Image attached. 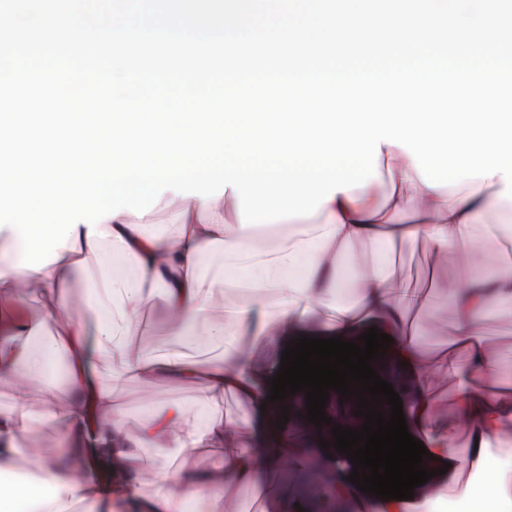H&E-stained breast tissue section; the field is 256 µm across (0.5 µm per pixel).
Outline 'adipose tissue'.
<instances>
[{
  "label": "adipose tissue",
  "mask_w": 512,
  "mask_h": 512,
  "mask_svg": "<svg viewBox=\"0 0 512 512\" xmlns=\"http://www.w3.org/2000/svg\"><path fill=\"white\" fill-rule=\"evenodd\" d=\"M389 173L385 193L374 185L335 193L319 209L325 221L319 244H312L305 219L291 226L292 242L281 265L271 271L254 268L248 280H225L224 289L249 294L253 302L230 310L214 335L224 344L222 356L201 362L179 350L192 342L193 328L210 306V282L199 267L215 246L225 253L250 257L259 243L258 227L226 220L227 206L237 205L233 190L205 200L189 196L174 239L155 236L149 225L132 222L129 212L107 218L89 235L81 224L71 233L56 258L38 270L20 267L19 249L0 250V289L14 288L18 280L37 282L48 303L39 318L24 320L0 311V377L29 384L40 380L43 369L26 360V337L44 335L49 358H69L70 397L65 405L40 417L30 410L24 391H16L8 411L0 413V512H305L310 503L289 493L267 494L258 485L264 471L305 469L312 453L304 441L275 428L260 407L271 385L254 357L284 337L308 334L307 316L333 303L342 290L338 275L341 258L358 266L354 283L356 302L338 309L335 320L320 331L323 339L352 341L375 327L392 337L391 348L404 362L415 386L416 400L405 419L432 459L435 475L414 489L409 500L376 498L357 490L343 464L323 496L339 512H512V367L505 366L483 329L491 305L512 308V263L503 262L488 247L490 240L512 244L511 224H479L490 208L512 213V201L502 198L501 176L474 179L467 195L449 200L444 187L421 180L407 150L382 144L378 160ZM414 193H407V186ZM372 242L390 250L423 248L431 257L429 274L440 281L442 295L452 310L447 342L428 351L415 333L417 317L432 316L436 300L425 290L394 288L364 266V248ZM108 249L142 274L139 288L114 298L101 289L98 306L103 314L95 330H88L70 302L69 282L87 254ZM471 268L468 276H448L449 258ZM300 274H292L296 262ZM275 294L277 304L264 298ZM161 300L174 328V351L159 356L125 343L139 325L143 307ZM109 372H102L103 360ZM166 377L194 379L206 403L230 394L247 412L240 417L214 420L198 427L179 403L151 411L138 438H130L111 416L112 390L126 379H137L144 392ZM451 388L452 417L440 414L435 399ZM95 399L102 422L86 429L84 403ZM57 424L74 444L78 463H63L58 453L44 455L33 467L32 478L8 483L6 471L15 469L25 450L17 440L19 429H38L44 421ZM264 446H253L254 435ZM167 438L196 454L200 464L188 472L160 474L152 493H143L134 449L138 442ZM220 457L222 473L208 463ZM98 482H87L88 474ZM251 496L239 500L240 489Z\"/></svg>",
  "instance_id": "adipose-tissue-1"
}]
</instances>
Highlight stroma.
I'll list each match as a JSON object with an SVG mask.
<instances>
[{
	"label": "stroma",
	"instance_id": "obj_1",
	"mask_svg": "<svg viewBox=\"0 0 512 512\" xmlns=\"http://www.w3.org/2000/svg\"><path fill=\"white\" fill-rule=\"evenodd\" d=\"M184 205L182 198L164 194L158 196L148 210V222L152 232L163 239L174 237L179 232L180 214ZM367 254L375 264L377 273L395 286L401 288H426L428 280V257L423 249L387 254L386 247L381 243L368 246ZM122 275L125 287H137L140 274L138 270L125 263L119 256L109 252H101L88 256L84 269L75 273L71 280L70 293L75 300L81 302V316L88 328H95L98 321L97 309L94 305V290L100 280L110 276L112 272ZM202 276L212 281L210 310L195 327L197 345L192 348V355L205 357L216 353L217 346L211 336L216 323L224 318L225 308L239 303V295H225V278H243L248 274L247 269L235 261L225 259L223 250L211 253L201 266ZM152 402L156 406H164L172 402L180 403L189 418L200 425H207L215 419H222L243 413L244 407L236 398L225 396L224 400L215 405H204L202 394L196 384L184 381L158 382L153 391ZM138 466L145 479L144 491H151V481L157 471H185L193 468L197 460L194 456L182 453L180 450L158 449L154 443H142L136 450Z\"/></svg>",
	"mask_w": 512,
	"mask_h": 512
}]
</instances>
